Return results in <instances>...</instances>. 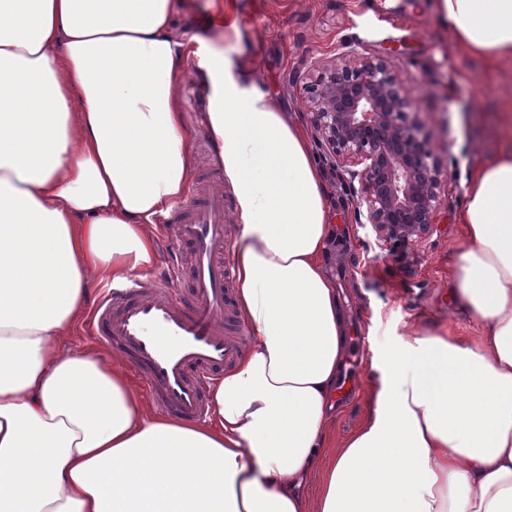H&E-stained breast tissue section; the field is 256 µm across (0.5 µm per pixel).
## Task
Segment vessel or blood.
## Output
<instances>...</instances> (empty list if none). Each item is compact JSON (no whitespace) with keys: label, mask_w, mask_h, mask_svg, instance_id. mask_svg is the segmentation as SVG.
<instances>
[{"label":"vessel or blood","mask_w":512,"mask_h":512,"mask_svg":"<svg viewBox=\"0 0 512 512\" xmlns=\"http://www.w3.org/2000/svg\"><path fill=\"white\" fill-rule=\"evenodd\" d=\"M223 170L220 148L211 144L207 178L167 218L174 226L169 246L176 264L107 288L94 319L96 335L126 355L156 405L182 418L207 413L206 385L238 361L247 331L234 310L224 192L210 183ZM181 284L189 301L176 296Z\"/></svg>","instance_id":"b4317fda"}]
</instances>
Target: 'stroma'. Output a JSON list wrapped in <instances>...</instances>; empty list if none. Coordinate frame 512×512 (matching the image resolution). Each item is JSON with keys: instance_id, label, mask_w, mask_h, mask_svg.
Returning <instances> with one entry per match:
<instances>
[{"instance_id": "stroma-1", "label": "stroma", "mask_w": 512, "mask_h": 512, "mask_svg": "<svg viewBox=\"0 0 512 512\" xmlns=\"http://www.w3.org/2000/svg\"><path fill=\"white\" fill-rule=\"evenodd\" d=\"M212 3L192 0L191 13L175 21L177 35L200 40L207 53L226 58L232 72H251L304 125L306 87L342 45L386 59L417 99L415 119L440 165L436 224L417 242L384 247L371 226L355 222L348 174L333 169L321 146L313 148L330 193L336 235L327 268L347 316L345 368L356 385L351 401L336 405L332 435L341 442L364 419L379 382L373 354L404 346L417 332L478 331L455 309L448 279L464 245L459 216L469 175L512 147V61L489 65L455 49L434 18L432 0H395L387 9L370 0H235L236 26L223 32L207 23ZM187 66L192 74L182 88L181 111L198 179L207 152V136L199 130L206 87L195 60Z\"/></svg>"}]
</instances>
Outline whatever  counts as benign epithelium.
<instances>
[{
    "mask_svg": "<svg viewBox=\"0 0 512 512\" xmlns=\"http://www.w3.org/2000/svg\"><path fill=\"white\" fill-rule=\"evenodd\" d=\"M415 98L388 62L346 49L310 85L307 112L338 170L358 182V223L381 241L405 245L425 235L439 205L438 167L410 115Z\"/></svg>",
    "mask_w": 512,
    "mask_h": 512,
    "instance_id": "obj_1",
    "label": "benign epithelium"
}]
</instances>
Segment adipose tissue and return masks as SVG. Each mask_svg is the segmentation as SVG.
Masks as SVG:
<instances>
[{"instance_id":"adipose-tissue-1","label":"adipose tissue","mask_w":512,"mask_h":512,"mask_svg":"<svg viewBox=\"0 0 512 512\" xmlns=\"http://www.w3.org/2000/svg\"><path fill=\"white\" fill-rule=\"evenodd\" d=\"M189 8L0 0V512H512L510 150L470 174L460 215L450 296L479 335H414L334 448L348 327L321 171L250 73L205 56L248 346L202 421L152 411L120 354L66 347L90 283L148 270L151 224L188 187ZM433 11L456 48L512 61V0Z\"/></svg>"}]
</instances>
